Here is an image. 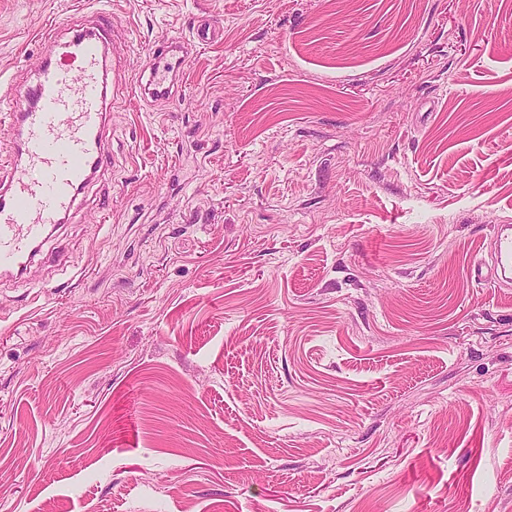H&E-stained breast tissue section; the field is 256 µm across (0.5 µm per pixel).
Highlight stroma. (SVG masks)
<instances>
[{
    "label": "stroma",
    "mask_w": 512,
    "mask_h": 512,
    "mask_svg": "<svg viewBox=\"0 0 512 512\" xmlns=\"http://www.w3.org/2000/svg\"><path fill=\"white\" fill-rule=\"evenodd\" d=\"M102 7L110 166L0 277V512H512V288L470 275L512 0H0V85ZM223 27L210 19L204 20L193 32L192 39L171 38L149 54L138 77V88L144 98L168 102L178 96L176 75L187 65L193 48L214 42L222 35ZM181 53L177 57V54ZM175 61L172 62V59ZM145 81V84H143Z\"/></svg>",
    "instance_id": "obj_1"
}]
</instances>
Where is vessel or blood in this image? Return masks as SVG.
<instances>
[{
    "label": "vessel or blood",
    "instance_id": "vessel-or-blood-1",
    "mask_svg": "<svg viewBox=\"0 0 512 512\" xmlns=\"http://www.w3.org/2000/svg\"><path fill=\"white\" fill-rule=\"evenodd\" d=\"M106 14L94 30L78 31L66 51L38 69L33 85L12 88L10 131L21 160L0 168V275L23 277L43 243L70 212L80 191L107 164L100 144L106 126ZM222 26L204 20L191 39H169L149 54L139 79L144 97H177L176 75L193 48L214 42ZM494 264H475L476 280L512 288V225H496Z\"/></svg>",
    "mask_w": 512,
    "mask_h": 512
}]
</instances>
